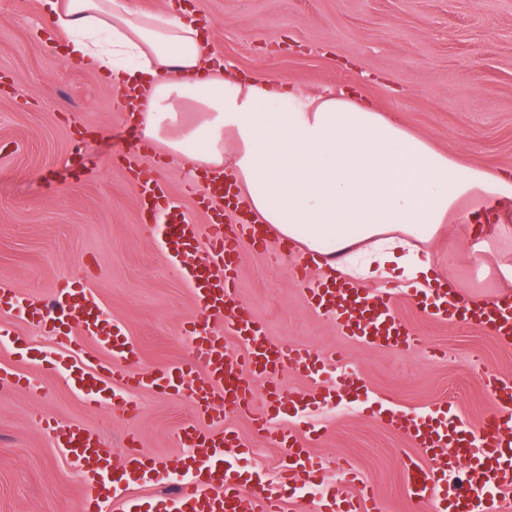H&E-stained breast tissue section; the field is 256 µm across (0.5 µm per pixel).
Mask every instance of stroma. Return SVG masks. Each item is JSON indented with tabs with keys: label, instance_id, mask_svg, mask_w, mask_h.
Masks as SVG:
<instances>
[{
	"label": "stroma",
	"instance_id": "35a3bbf8",
	"mask_svg": "<svg viewBox=\"0 0 512 512\" xmlns=\"http://www.w3.org/2000/svg\"><path fill=\"white\" fill-rule=\"evenodd\" d=\"M208 17L213 51L244 77L268 74L315 93L358 87L381 110L437 148L471 165L512 171V0H186ZM47 29L40 0H0V285L20 297L49 296L66 280L92 288L106 315L140 347L141 368H164L188 349L183 326L195 314L192 293L157 248L143 223L130 175L119 159L138 139L117 104V93L94 69L69 64ZM100 136L73 155L77 128ZM512 200L497 206V234L453 222L422 248L432 272L456 288L486 298L512 286L501 273L512 264ZM292 258L273 249L238 248L237 294L251 319L282 348H343L367 394L340 391L334 406L308 418L323 425L309 447L328 480L349 460L389 512H413L404 496L403 462L413 452L404 430L372 417L368 405L425 413L449 406L464 424L490 411L483 368L512 377V350L488 332L453 326L420 314L411 281H389L396 312L425 340L403 352L360 346L317 313L291 275ZM0 341V367L32 374L31 392L0 389V512H81L83 486L75 466L37 427V420L77 422L105 436L114 463L136 439L158 472L130 486L129 504L161 501L184 453L180 429L194 420L186 398L141 390L130 416L113 402L86 406L50 357L60 344L24 318ZM250 411L227 423L249 435V473L274 479L286 449L255 435L263 409V379L253 380Z\"/></svg>",
	"mask_w": 512,
	"mask_h": 512
}]
</instances>
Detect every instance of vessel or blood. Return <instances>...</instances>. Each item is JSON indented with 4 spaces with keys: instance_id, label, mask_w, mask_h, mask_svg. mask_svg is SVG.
<instances>
[{
    "instance_id": "obj_1",
    "label": "vessel or blood",
    "mask_w": 512,
    "mask_h": 512,
    "mask_svg": "<svg viewBox=\"0 0 512 512\" xmlns=\"http://www.w3.org/2000/svg\"><path fill=\"white\" fill-rule=\"evenodd\" d=\"M149 147L140 140L130 142L123 156L134 174L133 184L146 223L163 227L162 251L192 291L202 318H189L185 334L190 340L186 360L137 374L136 343L121 326L102 318L98 303L91 301L85 285L63 282L55 288L50 302L37 296L18 300L13 289H0V314L18 312L42 325L45 332L68 339L63 363L69 383L91 408L103 407L107 395L121 396L126 412L135 414L139 405L132 394L146 388L168 395L188 394L198 420L185 426L177 436L186 453L181 464L196 478L195 486L178 487L162 502L163 512H383L374 492L359 479L352 465L338 466V486L323 493L312 507L287 504L282 490L296 478L313 482L318 478L305 437L281 428L283 407L300 412L313 404L328 406L336 400L337 385L326 383L330 367L347 361L342 351L324 352L313 348L281 349L264 334L262 326L249 318L235 289L238 240L257 248L272 238L269 225L241 214L235 223L224 221V213L236 209V194L222 174H211L205 182L190 181L188 192L200 205L210 199L224 206L211 210L207 226L194 224L186 215L183 200L172 195L143 166ZM296 280L318 312L331 316L343 336L372 348L413 350L422 340L404 326L391 296H379L345 281L336 272L311 279L305 267L294 270ZM422 314L453 325L477 327L495 336L503 347H512V292L483 300H472L447 279L438 278L413 299ZM224 320L215 330L212 320ZM236 345L225 344V335ZM93 339L102 355H84L80 337ZM316 383L314 393L283 396L278 376L283 366ZM266 382V410L256 419L259 433L287 447L288 458L276 481L262 484L244 479L242 472L225 459L247 452L248 443L226 426L228 414L244 412L251 393L246 374ZM492 401L494 428H482L479 442L471 431L459 429L445 409L404 416L383 410L380 418L392 427H404L420 452L418 463L405 466L404 484L408 498L430 504L432 512H512V379L486 377ZM47 437L74 461L85 481L84 512H105L120 502L130 484L152 472L153 465L136 446H129L121 466L112 463V448L100 435L82 425L46 421Z\"/></svg>"
}]
</instances>
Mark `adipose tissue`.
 Here are the masks:
<instances>
[{
    "label": "adipose tissue",
    "mask_w": 512,
    "mask_h": 512,
    "mask_svg": "<svg viewBox=\"0 0 512 512\" xmlns=\"http://www.w3.org/2000/svg\"><path fill=\"white\" fill-rule=\"evenodd\" d=\"M72 64L102 73L123 98L149 86L142 136L190 174L221 170L259 221L309 252L341 255L358 283L399 278L422 287L438 235L461 209L486 220L512 199V172L463 164L362 95L310 94L282 79L240 81L210 63L189 13L142 12L132 0H43ZM198 121L182 119L185 108Z\"/></svg>",
    "instance_id": "ef3b65f1"
}]
</instances>
